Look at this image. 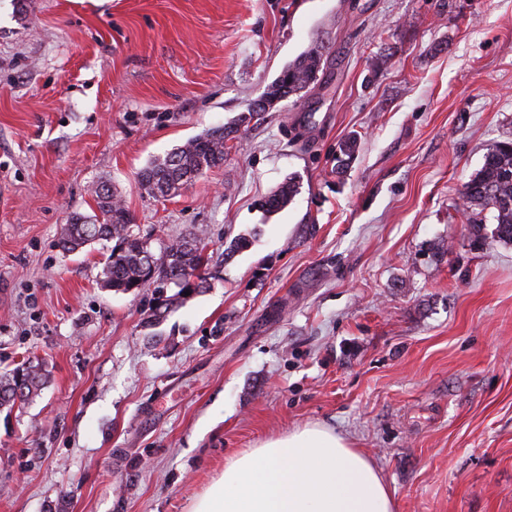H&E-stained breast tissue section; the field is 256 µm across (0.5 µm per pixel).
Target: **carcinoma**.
Masks as SVG:
<instances>
[{
	"instance_id": "carcinoma-1",
	"label": "carcinoma",
	"mask_w": 512,
	"mask_h": 512,
	"mask_svg": "<svg viewBox=\"0 0 512 512\" xmlns=\"http://www.w3.org/2000/svg\"><path fill=\"white\" fill-rule=\"evenodd\" d=\"M323 70V53L314 46L289 63L267 87L265 105H254L238 118V124L259 123L274 104L308 88ZM237 132L235 126L212 128L188 140L163 157L150 162L141 172L139 184L154 197L177 193L203 172L224 162V147ZM297 192L294 179L261 202L268 214L284 209ZM98 213L93 216L76 213L61 228L59 247L65 252H78L99 241L114 245L105 257L102 268L104 287L117 292H139L152 288L158 294L154 317L160 319L186 292L198 291L206 284L202 273L207 242L197 230L189 236L165 245L159 254L151 251L149 242L130 231V214L123 203L114 199L106 185L94 189ZM462 197L471 210L493 213L495 228L492 237L512 243V142L494 145L481 169L464 186ZM177 292L164 296V291ZM45 376L37 363L24 362L6 377L0 376V408H12L37 395Z\"/></svg>"
}]
</instances>
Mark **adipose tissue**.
<instances>
[{"label":"adipose tissue","mask_w":512,"mask_h":512,"mask_svg":"<svg viewBox=\"0 0 512 512\" xmlns=\"http://www.w3.org/2000/svg\"><path fill=\"white\" fill-rule=\"evenodd\" d=\"M393 495L368 453L309 424L237 453L192 512H394Z\"/></svg>","instance_id":"adipose-tissue-1"}]
</instances>
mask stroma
Returning a JSON list of instances; mask_svg holds the SVG:
<instances>
[{
    "instance_id": "35a3bbf8",
    "label": "stroma",
    "mask_w": 512,
    "mask_h": 512,
    "mask_svg": "<svg viewBox=\"0 0 512 512\" xmlns=\"http://www.w3.org/2000/svg\"><path fill=\"white\" fill-rule=\"evenodd\" d=\"M313 45L316 81L238 124ZM232 124L223 165L141 190ZM510 140L512 0H0V374L46 375L0 410V512H190L311 423L396 512H512V244L462 215ZM100 184L152 251L205 233L208 285L162 319L152 289L103 287L106 242L58 246ZM236 132L237 126L212 128L154 159L140 174L141 188L154 197L177 193L204 171L224 162V147ZM297 192V186L293 178L282 183L279 189L265 198L260 206L268 214L276 213L284 209L293 200Z\"/></svg>"
}]
</instances>
